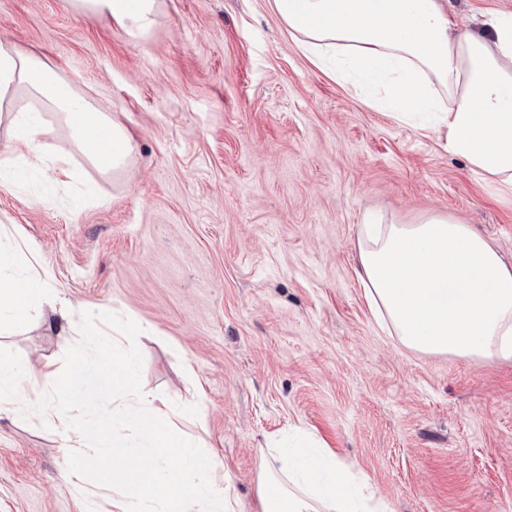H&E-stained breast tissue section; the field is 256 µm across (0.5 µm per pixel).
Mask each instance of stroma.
Wrapping results in <instances>:
<instances>
[{"label": "stroma", "instance_id": "stroma-1", "mask_svg": "<svg viewBox=\"0 0 512 512\" xmlns=\"http://www.w3.org/2000/svg\"><path fill=\"white\" fill-rule=\"evenodd\" d=\"M475 29L512 0H449ZM59 66L133 133L118 179L86 161L56 115L45 151L72 177L0 186V225L71 301L0 325V357L91 381L111 311L137 382L224 464L235 512H256L261 448L321 441L393 512H512V360L422 354L377 323L357 276L369 214L441 213L512 261V202L432 136L367 105L302 54L269 0H162L134 38L66 0H0V41ZM53 428L0 416V512H79Z\"/></svg>", "mask_w": 512, "mask_h": 512}]
</instances>
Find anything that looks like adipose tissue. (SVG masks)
<instances>
[{"label": "adipose tissue", "mask_w": 512, "mask_h": 512, "mask_svg": "<svg viewBox=\"0 0 512 512\" xmlns=\"http://www.w3.org/2000/svg\"><path fill=\"white\" fill-rule=\"evenodd\" d=\"M73 11L110 18L134 37L155 25L161 0H68ZM303 53L401 121L436 134L444 150L465 158L482 180L512 201V16L489 18L481 31H460L447 0H269ZM9 107L10 151L0 182L20 173L61 169L39 137L44 111L60 116L71 139L100 173L120 175L136 146L127 127L79 93L61 70L0 41V108ZM359 280L378 323L404 345L427 354L512 358V265L469 227L442 214L413 224L376 218L363 225ZM13 243L0 235V316L21 322L60 298L47 280L17 276ZM133 353L113 345L95 388L41 376L86 413L81 425L44 406L24 367L0 360V412L36 410L58 429L67 453L109 461L102 493L80 495V512H231L218 460L175 435V406L133 381ZM111 397L112 414L95 415ZM127 426L134 441L109 439ZM316 450L263 449L258 512H391L375 494L349 489V466L320 474Z\"/></svg>", "instance_id": "obj_1"}]
</instances>
